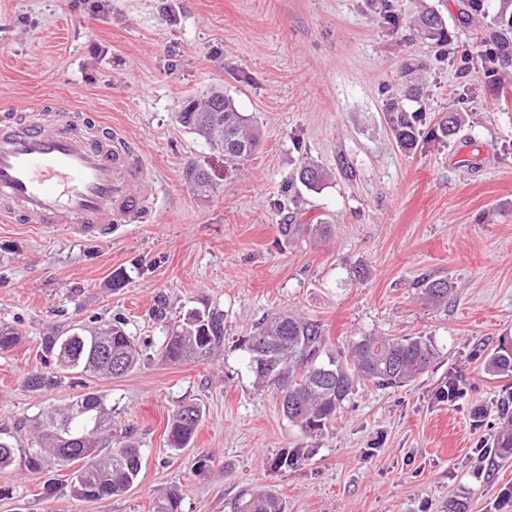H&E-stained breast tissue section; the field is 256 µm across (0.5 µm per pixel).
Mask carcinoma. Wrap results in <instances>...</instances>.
I'll return each mask as SVG.
<instances>
[{"mask_svg":"<svg viewBox=\"0 0 512 512\" xmlns=\"http://www.w3.org/2000/svg\"><path fill=\"white\" fill-rule=\"evenodd\" d=\"M417 27L428 40L448 43V31L434 12L419 16ZM480 43L492 47L488 62L512 61V43L505 34L492 32ZM178 122L224 153L230 162L247 161L261 139L251 118L239 111L232 98L213 89L200 101L183 102ZM386 122L405 151H414L422 138L423 118L406 111L397 101L388 104ZM465 123L462 112H450L439 123L444 137L456 135ZM188 178L197 195L206 198L213 190L204 170L191 169ZM331 179L326 169L303 161L296 173L302 185L318 190ZM423 298L434 305L448 304V282L424 278L419 284ZM23 331L0 323V352L6 353L22 340ZM256 384L274 388L282 399L288 420L308 435L323 431L342 409L360 383L401 387L414 381L438 355L433 342L423 336H362L347 347L327 348L323 327L292 311L262 319L244 339ZM224 346V313L213 308L193 310L168 326L159 354L171 364L210 359ZM47 370L27 377L38 391L53 390L65 380L90 375L120 378L134 370L142 351L124 324L95 320L60 326L41 340ZM488 371L512 375V343H500L487 360ZM203 418L193 403L178 407L167 422L168 447H189ZM499 426L487 459L512 460V407L498 406ZM142 452L130 432H112V407L106 396L86 391L63 404H51L33 417H23L11 427H0V469L18 464L30 473L52 466L71 467L72 495L84 502H97L128 492L139 479ZM182 493L168 490L153 503V512H181ZM237 512H287L286 503L272 491H261L238 503Z\"/></svg>","mask_w":512,"mask_h":512,"instance_id":"carcinoma-1","label":"carcinoma"}]
</instances>
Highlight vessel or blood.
<instances>
[{
    "label": "vessel or blood",
    "instance_id": "vessel-or-blood-1",
    "mask_svg": "<svg viewBox=\"0 0 512 512\" xmlns=\"http://www.w3.org/2000/svg\"><path fill=\"white\" fill-rule=\"evenodd\" d=\"M147 157L118 127L60 101L0 114V222L55 227L87 242L141 224L155 205Z\"/></svg>",
    "mask_w": 512,
    "mask_h": 512
}]
</instances>
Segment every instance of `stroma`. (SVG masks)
I'll return each mask as SVG.
<instances>
[{
    "instance_id": "1",
    "label": "stroma",
    "mask_w": 512,
    "mask_h": 512,
    "mask_svg": "<svg viewBox=\"0 0 512 512\" xmlns=\"http://www.w3.org/2000/svg\"><path fill=\"white\" fill-rule=\"evenodd\" d=\"M101 2L94 11L78 0H0V102L22 111L65 97L122 125L157 171L158 200L146 222L117 225L99 243L0 223V322L24 333L0 353V426L97 390L115 431H133L142 472L128 493L87 503L71 496L66 468L0 470L10 491L0 512H151L171 487L182 512H236L261 490L287 512H445L457 495L469 512H512V461L493 468L484 455L498 403L512 400V376L485 369L512 342V67L488 79L467 0H392L395 28L376 0ZM425 11L444 20L447 47L418 36ZM405 62L424 67L414 97ZM210 88L262 131L245 163H226L175 119ZM392 98L425 120L413 152L386 123ZM451 111L468 123L448 140L437 128ZM305 159L332 174L320 190L292 180ZM191 167L209 173V198L195 195ZM286 224L307 230L292 240ZM118 272L125 286L110 287ZM425 276L447 280V305L419 299ZM161 300L175 320L223 310L222 350L163 362ZM279 309L317 320L332 348L425 336L439 355L408 385H358L333 426L309 436L275 390L257 387L243 345ZM95 317L125 321L145 346L140 365L119 379L28 388L43 334ZM452 376L462 398L438 400ZM185 403L204 416L175 453L166 426ZM284 448L298 460L279 471ZM202 454L213 459L204 476L193 468ZM49 479L57 491L45 499Z\"/></svg>"
}]
</instances>
